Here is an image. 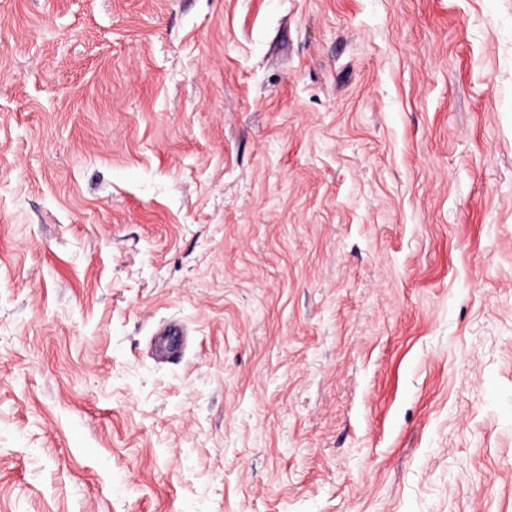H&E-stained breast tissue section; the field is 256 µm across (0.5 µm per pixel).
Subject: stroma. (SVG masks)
Instances as JSON below:
<instances>
[{
  "mask_svg": "<svg viewBox=\"0 0 512 512\" xmlns=\"http://www.w3.org/2000/svg\"><path fill=\"white\" fill-rule=\"evenodd\" d=\"M0 512H512V0H0Z\"/></svg>",
  "mask_w": 512,
  "mask_h": 512,
  "instance_id": "35a3bbf8",
  "label": "stroma"
}]
</instances>
